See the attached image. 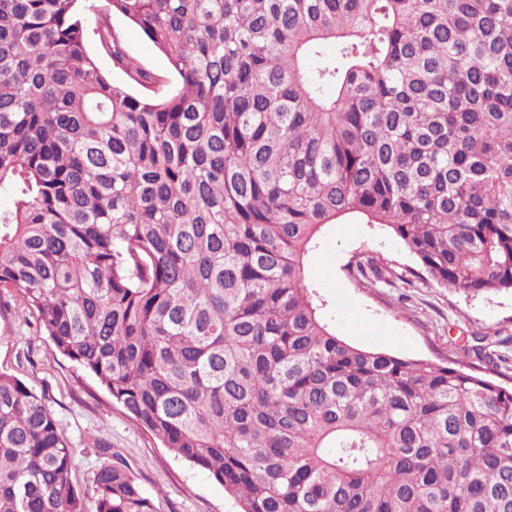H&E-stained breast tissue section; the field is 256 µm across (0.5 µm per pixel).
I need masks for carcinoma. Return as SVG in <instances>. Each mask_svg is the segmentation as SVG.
<instances>
[{
    "instance_id": "1",
    "label": "carcinoma",
    "mask_w": 512,
    "mask_h": 512,
    "mask_svg": "<svg viewBox=\"0 0 512 512\" xmlns=\"http://www.w3.org/2000/svg\"><path fill=\"white\" fill-rule=\"evenodd\" d=\"M106 5L0 0V296L240 512H512V387L349 344L305 272L359 215L417 279L512 291V0ZM113 13L170 90L136 92L166 78ZM500 345L464 353L497 373ZM73 456L0 372V512H155L112 462L76 489ZM112 25L120 34L125 49L131 57L156 73H167L166 58L137 27L128 23L120 15L112 16Z\"/></svg>"
}]
</instances>
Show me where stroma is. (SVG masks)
<instances>
[{
	"instance_id": "stroma-1",
	"label": "stroma",
	"mask_w": 512,
	"mask_h": 512,
	"mask_svg": "<svg viewBox=\"0 0 512 512\" xmlns=\"http://www.w3.org/2000/svg\"><path fill=\"white\" fill-rule=\"evenodd\" d=\"M112 25L131 57L156 73H167L166 58L137 27L118 15ZM360 252L385 258L398 269L415 265L383 227L357 217L326 227L320 246L308 257V278L325 300L327 319L348 343L432 361L448 358L465 370L470 361L462 350L474 337H512L511 292H452L416 278L397 288H363L345 270L351 256ZM0 369L45 395L74 447L76 487L89 486L107 458L99 450L105 443L112 449L110 458L128 467L156 512H238L223 486L162 448L95 379L59 354L16 297L0 300Z\"/></svg>"
}]
</instances>
